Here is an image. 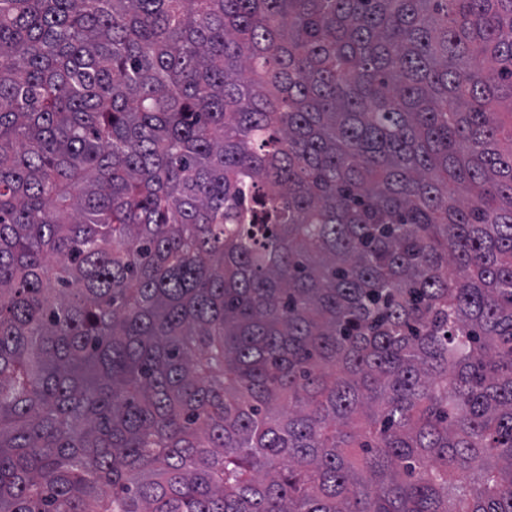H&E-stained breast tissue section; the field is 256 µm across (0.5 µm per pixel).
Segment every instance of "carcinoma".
I'll return each mask as SVG.
<instances>
[{
  "label": "carcinoma",
  "instance_id": "cac0c4a2",
  "mask_svg": "<svg viewBox=\"0 0 512 512\" xmlns=\"http://www.w3.org/2000/svg\"><path fill=\"white\" fill-rule=\"evenodd\" d=\"M0 512H512V0H0Z\"/></svg>",
  "mask_w": 512,
  "mask_h": 512
}]
</instances>
